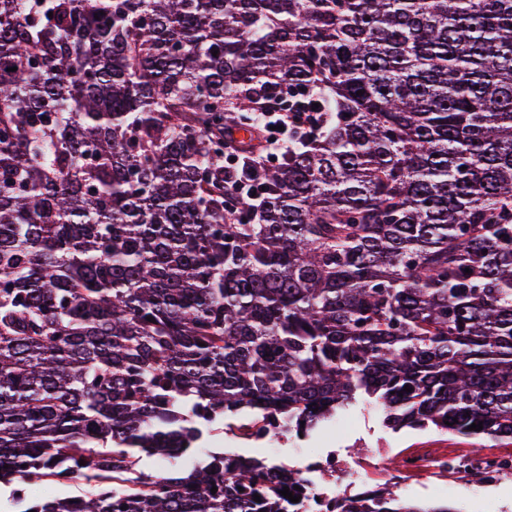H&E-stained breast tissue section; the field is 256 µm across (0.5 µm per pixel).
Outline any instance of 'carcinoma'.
Returning a JSON list of instances; mask_svg holds the SVG:
<instances>
[{"label": "carcinoma", "mask_w": 512, "mask_h": 512, "mask_svg": "<svg viewBox=\"0 0 512 512\" xmlns=\"http://www.w3.org/2000/svg\"><path fill=\"white\" fill-rule=\"evenodd\" d=\"M270 92L321 128L254 221L224 116ZM360 395L512 444V0H0V482L98 486L16 512H298L263 460L137 465Z\"/></svg>", "instance_id": "obj_1"}]
</instances>
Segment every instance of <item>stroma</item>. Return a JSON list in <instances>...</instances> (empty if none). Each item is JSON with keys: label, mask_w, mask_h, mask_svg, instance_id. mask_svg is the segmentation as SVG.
I'll return each mask as SVG.
<instances>
[{"label": "stroma", "mask_w": 512, "mask_h": 512, "mask_svg": "<svg viewBox=\"0 0 512 512\" xmlns=\"http://www.w3.org/2000/svg\"><path fill=\"white\" fill-rule=\"evenodd\" d=\"M382 407L371 400L353 402L336 418L335 423H322L307 436L290 437L277 453L266 454L259 445L233 439H210L214 450L266 459L268 463L297 467L308 458L333 455L349 461L358 470L357 479L340 473L341 485H354L364 492L390 486L405 501L423 504H445L455 512H512V473L479 480L465 474L436 473L424 480L400 472L403 459L419 456H441L450 452L469 454H502L503 448L493 440H476L435 430L386 427Z\"/></svg>", "instance_id": "35a3bbf8"}]
</instances>
